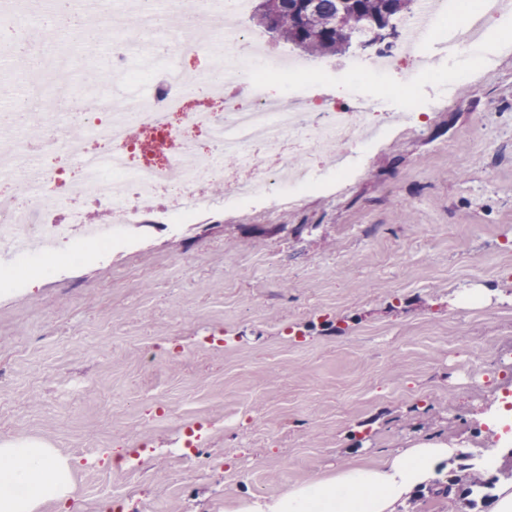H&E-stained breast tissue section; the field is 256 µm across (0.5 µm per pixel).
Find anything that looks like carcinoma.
I'll return each mask as SVG.
<instances>
[{"instance_id": "1", "label": "carcinoma", "mask_w": 512, "mask_h": 512, "mask_svg": "<svg viewBox=\"0 0 512 512\" xmlns=\"http://www.w3.org/2000/svg\"><path fill=\"white\" fill-rule=\"evenodd\" d=\"M413 0H311L312 10L299 7L297 0H265V27L276 36L306 52L312 57L336 55L346 49V30L333 24L338 9H343L345 19L355 24L381 20L390 15L405 17L412 12ZM461 479L450 478L444 493L456 494L469 508L478 501L492 497L494 480L486 481L474 476L466 486H460Z\"/></svg>"}]
</instances>
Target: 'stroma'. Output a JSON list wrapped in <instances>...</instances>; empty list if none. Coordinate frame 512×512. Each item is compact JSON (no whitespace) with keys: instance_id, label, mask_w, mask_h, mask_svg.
<instances>
[{"instance_id":"35a3bbf8","label":"stroma","mask_w":512,"mask_h":512,"mask_svg":"<svg viewBox=\"0 0 512 512\" xmlns=\"http://www.w3.org/2000/svg\"><path fill=\"white\" fill-rule=\"evenodd\" d=\"M409 113L349 182L299 202L160 213L131 244L0 292V442L76 464L39 512H231L438 437L512 478V50Z\"/></svg>"}]
</instances>
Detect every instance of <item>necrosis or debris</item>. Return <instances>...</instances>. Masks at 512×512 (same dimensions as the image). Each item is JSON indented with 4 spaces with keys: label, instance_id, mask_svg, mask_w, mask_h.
Returning a JSON list of instances; mask_svg holds the SVG:
<instances>
[{
    "label": "necrosis or debris",
    "instance_id": "4bbe7bcc",
    "mask_svg": "<svg viewBox=\"0 0 512 512\" xmlns=\"http://www.w3.org/2000/svg\"><path fill=\"white\" fill-rule=\"evenodd\" d=\"M425 5L435 16L439 40L451 43L454 60L490 59L488 20L507 12L501 0H472L465 10L458 0H426ZM128 8L140 23L126 29L122 13ZM88 14L113 33V76L146 91L121 101L102 94L96 111L72 113L68 123L59 124L42 91L44 85L56 84L54 72L0 67V80L27 86L28 104L39 105L48 115L34 145L28 140L32 113L0 108V130L7 132L0 140V167L13 170L10 191L0 194V240L12 243L14 268H34L51 277L59 266L82 264L98 252L95 229L81 237L74 234L84 215L82 202L108 206V241L115 245L158 198L167 200L174 224L190 223L198 214L186 207L185 197H205L211 185L227 181L237 185L227 207L239 208L259 197L293 203L319 189L328 176L321 162L326 143L362 153L370 149L369 101L355 109L338 102L311 113L266 97V83L279 84L285 95L293 96L329 72L316 61L268 55L253 32L231 25L230 13L215 12L208 26L210 70L191 74L161 65L153 42L158 26L145 0H90ZM409 57L422 75H433V58L425 47L412 49L401 41L380 50L375 59L351 62V92ZM200 89L223 103V111H186L187 98ZM199 131L209 137L210 150H201L195 138ZM296 156L302 161L298 168L292 165ZM72 160L77 163L72 177L60 179V165ZM66 203L71 209L65 219L43 223L47 211Z\"/></svg>",
    "mask_w": 512,
    "mask_h": 512
}]
</instances>
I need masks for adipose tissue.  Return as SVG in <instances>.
I'll return each mask as SVG.
<instances>
[{"mask_svg": "<svg viewBox=\"0 0 512 512\" xmlns=\"http://www.w3.org/2000/svg\"><path fill=\"white\" fill-rule=\"evenodd\" d=\"M456 451L439 438L388 452L379 463L352 462L336 472L294 485L275 497L241 499L234 512H398L438 480ZM73 492V465L46 445L0 443V512H37Z\"/></svg>", "mask_w": 512, "mask_h": 512, "instance_id": "1", "label": "adipose tissue"}]
</instances>
